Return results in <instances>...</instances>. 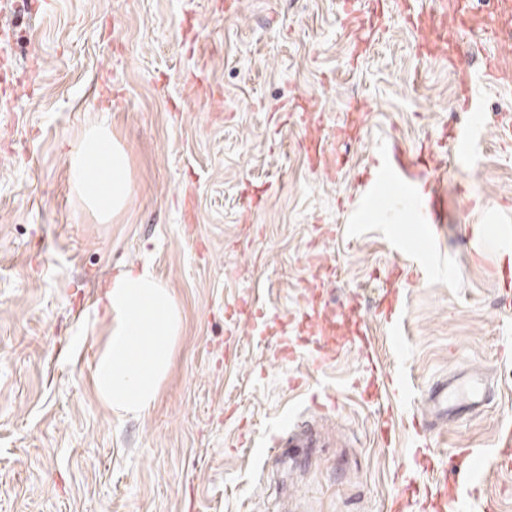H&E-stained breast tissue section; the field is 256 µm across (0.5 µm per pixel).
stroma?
Here are the masks:
<instances>
[{"instance_id":"stroma-1","label":"stroma","mask_w":512,"mask_h":512,"mask_svg":"<svg viewBox=\"0 0 512 512\" xmlns=\"http://www.w3.org/2000/svg\"><path fill=\"white\" fill-rule=\"evenodd\" d=\"M0 15L7 65L28 75L27 91L0 86V512H393L437 476L415 463L421 448L441 461L481 449L479 482L448 479L512 512V467L492 461L512 420V297L494 277L512 264L496 244L512 238V147L497 133L512 86L480 85L479 114L456 110L458 75L417 55L400 0H385L359 56L339 0H51L34 15L0 0ZM305 97L354 170L310 166L293 113ZM474 123L476 152L439 149L447 211L430 229L415 150ZM96 126L128 165L126 203L107 217L76 192L68 156ZM470 224L485 229L476 261ZM427 249L445 275L393 277ZM143 266L182 323L154 402L133 416L99 399L92 374L108 338L98 299ZM390 291L418 391L386 435L353 346L381 335ZM323 306L337 357L318 371L282 362ZM469 370L484 406L416 435L431 386ZM315 393L337 412L315 414ZM299 423L315 447L271 448Z\"/></svg>"}]
</instances>
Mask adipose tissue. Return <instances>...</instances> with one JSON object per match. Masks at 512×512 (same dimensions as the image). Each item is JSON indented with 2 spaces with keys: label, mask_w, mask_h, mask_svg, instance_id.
Returning a JSON list of instances; mask_svg holds the SVG:
<instances>
[{
  "label": "adipose tissue",
  "mask_w": 512,
  "mask_h": 512,
  "mask_svg": "<svg viewBox=\"0 0 512 512\" xmlns=\"http://www.w3.org/2000/svg\"><path fill=\"white\" fill-rule=\"evenodd\" d=\"M69 158L75 186L101 215L121 209L128 197L126 156L109 134L94 131ZM111 317L107 348L92 376L97 395L110 407L139 413L154 401L167 371L169 342L181 326L174 299L148 268L115 275L99 299Z\"/></svg>",
  "instance_id": "obj_1"
}]
</instances>
